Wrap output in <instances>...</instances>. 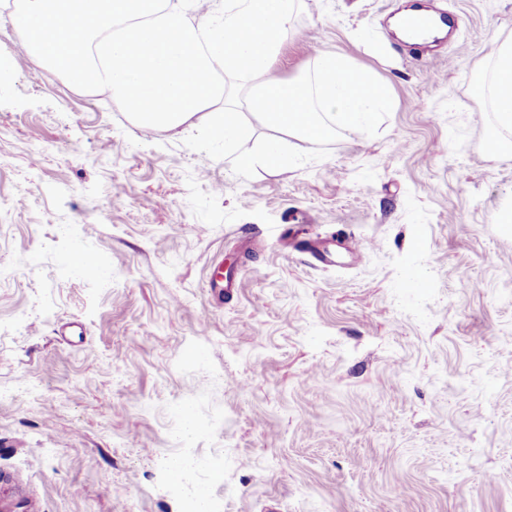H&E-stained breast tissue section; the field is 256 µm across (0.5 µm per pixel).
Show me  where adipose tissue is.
<instances>
[{"instance_id":"adipose-tissue-1","label":"adipose tissue","mask_w":512,"mask_h":512,"mask_svg":"<svg viewBox=\"0 0 512 512\" xmlns=\"http://www.w3.org/2000/svg\"><path fill=\"white\" fill-rule=\"evenodd\" d=\"M19 44L73 87L111 97L146 135L200 132L225 151L248 141L250 118L274 130L240 170L295 162L288 141L361 134L389 102L386 88L343 57L316 52L295 78L275 59L297 0H18ZM248 78L243 97L230 78ZM498 124L512 128V40L493 63Z\"/></svg>"}]
</instances>
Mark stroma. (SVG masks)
<instances>
[{"instance_id": "obj_1", "label": "stroma", "mask_w": 512, "mask_h": 512, "mask_svg": "<svg viewBox=\"0 0 512 512\" xmlns=\"http://www.w3.org/2000/svg\"><path fill=\"white\" fill-rule=\"evenodd\" d=\"M439 5L460 28L417 62L406 0H300L278 74L337 54L391 104L244 172L44 71L0 0V391L42 385L0 404V504L183 512L163 462L190 395L224 512H512V154L483 151L512 140L490 92L512 0ZM297 229L366 257L321 265ZM88 251L111 288L63 274Z\"/></svg>"}]
</instances>
